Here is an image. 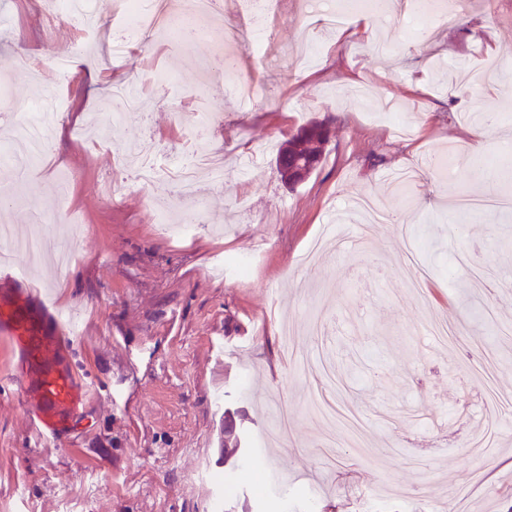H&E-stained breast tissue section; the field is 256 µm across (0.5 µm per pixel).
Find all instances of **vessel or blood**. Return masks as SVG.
<instances>
[{
  "mask_svg": "<svg viewBox=\"0 0 512 512\" xmlns=\"http://www.w3.org/2000/svg\"><path fill=\"white\" fill-rule=\"evenodd\" d=\"M0 340L36 435L68 440L87 415L90 387L73 365L72 338L48 290L7 263L0 264Z\"/></svg>",
  "mask_w": 512,
  "mask_h": 512,
  "instance_id": "b4317fda",
  "label": "vessel or blood"
}]
</instances>
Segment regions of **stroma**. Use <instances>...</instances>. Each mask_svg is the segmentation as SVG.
<instances>
[{"label":"stroma","instance_id":"stroma-1","mask_svg":"<svg viewBox=\"0 0 512 512\" xmlns=\"http://www.w3.org/2000/svg\"><path fill=\"white\" fill-rule=\"evenodd\" d=\"M391 2L390 15L354 17L360 37L317 32L310 65L291 55L305 0H279L257 20L225 9L184 48L130 40L118 63L104 26L63 85L52 60L70 54L73 34L47 33L42 0H0V22L18 32L0 39L9 107L59 90L68 105L49 127L51 156L0 224L41 213L47 252L74 253L53 272L16 262L78 322L74 362L92 396L83 433L63 447L38 440L0 341V512H512V413L486 400L491 390L512 397V209L461 222L448 207L489 164L512 167L501 141L512 135V0H467L425 40L408 31L424 16ZM260 25L275 33L269 59L246 54L237 71H203L227 31L245 37ZM19 49L38 65L34 80L15 77ZM461 59L474 110L495 114L498 129L475 152L467 113L448 95V68ZM159 70L189 96L182 112L150 83ZM240 75L266 83L268 101L230 106L225 89ZM124 81L139 86L145 114L92 128ZM205 110L224 115L213 142L227 173L203 189L219 231L169 237L151 213L152 188L122 172V152L144 130L158 147L184 150L185 126ZM315 120L334 134L317 170L288 188L276 150ZM360 194L394 221L338 223L343 251L306 271L302 253ZM412 253L428 274L417 292L402 273ZM229 258L254 259L249 276L213 279ZM428 318L447 321L454 350L422 332ZM332 368L340 424L335 447L323 448L312 388ZM228 409L238 413V457L262 480L286 477L276 491L242 483L228 500L210 481L234 473ZM491 417L495 447L472 453Z\"/></svg>","mask_w":512,"mask_h":512}]
</instances>
